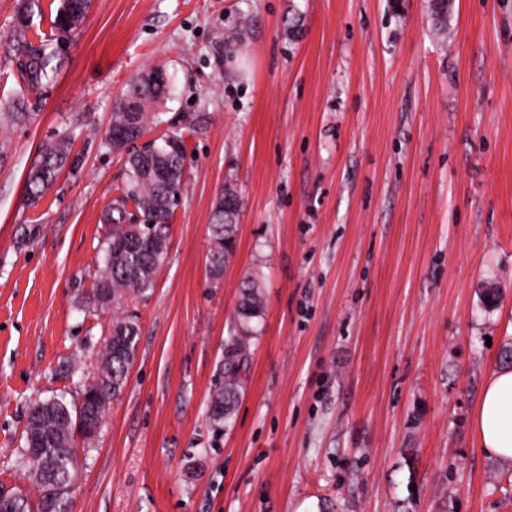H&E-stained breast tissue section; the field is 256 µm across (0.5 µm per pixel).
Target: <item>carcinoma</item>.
<instances>
[{
	"label": "carcinoma",
	"mask_w": 512,
	"mask_h": 512,
	"mask_svg": "<svg viewBox=\"0 0 512 512\" xmlns=\"http://www.w3.org/2000/svg\"><path fill=\"white\" fill-rule=\"evenodd\" d=\"M91 0H60L50 35L34 32V10H42L40 0H23L17 11L10 57L22 82L21 92L9 102L0 120L26 122L27 94L48 82L56 68L49 46L57 34L65 35L83 20ZM172 85L162 90L150 87L139 74L116 101L109 132L120 134L110 140L112 148L126 156L125 178L103 215L109 232L105 238L104 268L93 285L92 296L100 306L118 304L132 295L153 289L156 275L168 253V225L181 197L185 174L186 140L182 130L170 125L162 136L163 145L149 153L130 147V142L166 123L162 113L150 111L170 98ZM66 140L43 149L38 164L26 181L28 199L36 203L52 187L69 160ZM239 203L231 187L217 200L211 224L214 249L210 251L209 272L214 281L223 276L233 253ZM260 275L244 281L235 310L236 333L229 337L224 358V388L213 395L210 418L229 424L240 399L239 373L246 361V349L254 331L253 319L262 316ZM112 343L103 344L98 353L97 372L84 385L80 402L54 397L34 403L25 429L23 459L30 468L36 498L18 490H0V512H71L66 488L76 478L78 455L75 444L77 421L102 425L110 400L117 396L128 376L136 349L138 324L128 315L112 321Z\"/></svg>",
	"instance_id": "cac0c4a2"
}]
</instances>
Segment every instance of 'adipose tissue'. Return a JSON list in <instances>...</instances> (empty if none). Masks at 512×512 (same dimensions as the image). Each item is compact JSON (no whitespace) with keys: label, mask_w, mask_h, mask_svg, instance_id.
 <instances>
[{"label":"adipose tissue","mask_w":512,"mask_h":512,"mask_svg":"<svg viewBox=\"0 0 512 512\" xmlns=\"http://www.w3.org/2000/svg\"><path fill=\"white\" fill-rule=\"evenodd\" d=\"M474 425L480 448L512 465V367H498L487 377Z\"/></svg>","instance_id":"1"}]
</instances>
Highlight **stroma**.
Masks as SVG:
<instances>
[{
  "instance_id": "1",
  "label": "stroma",
  "mask_w": 512,
  "mask_h": 512,
  "mask_svg": "<svg viewBox=\"0 0 512 512\" xmlns=\"http://www.w3.org/2000/svg\"><path fill=\"white\" fill-rule=\"evenodd\" d=\"M0 0V104L19 87ZM30 119L0 125V487L30 406L78 398L113 317L127 381L77 441L73 512H512L479 448L482 386L512 344V0H92L55 42ZM167 72L182 198L146 297L99 308L102 215L125 157L116 99ZM72 163L36 204L46 144ZM237 251L207 260L225 185ZM263 277L241 397L209 416L245 277ZM496 288L493 307L485 289Z\"/></svg>"
}]
</instances>
